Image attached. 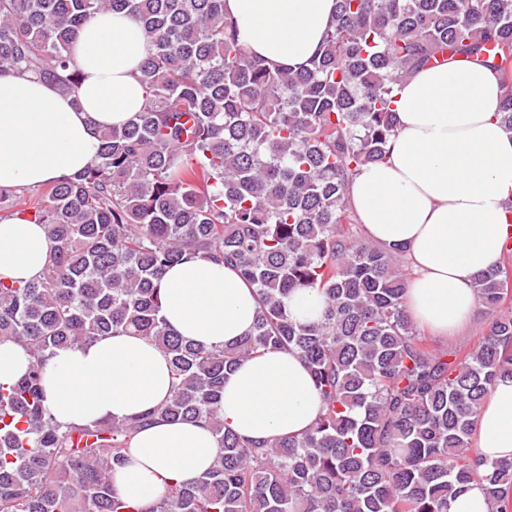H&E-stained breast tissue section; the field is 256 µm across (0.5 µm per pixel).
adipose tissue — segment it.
Masks as SVG:
<instances>
[{
  "label": "adipose tissue",
  "mask_w": 512,
  "mask_h": 512,
  "mask_svg": "<svg viewBox=\"0 0 512 512\" xmlns=\"http://www.w3.org/2000/svg\"><path fill=\"white\" fill-rule=\"evenodd\" d=\"M239 41L270 67L296 68L320 49L336 0H224ZM149 41L125 14L102 11L72 45L79 104L30 74L0 76V189L60 182L97 156L98 129L122 126L143 104L140 67ZM501 75L482 66L416 69L395 90L396 135L386 160L363 166L349 202L366 237L401 252L410 271L406 307L437 335L460 332L478 300L475 273L500 265L512 235V133L500 124ZM52 243L26 215L0 218V280L39 279ZM257 303L233 267L200 258L170 267L161 314L185 339L221 346L248 334ZM46 405L61 426L127 419L161 405L172 378L162 350L134 333L58 351L45 367ZM321 411L297 355L270 350L224 380V426L262 441L303 434ZM474 446L512 458V378L499 379L477 419ZM219 452L208 428L162 421L141 430L115 486L145 507L166 486L206 471Z\"/></svg>",
  "instance_id": "1"
}]
</instances>
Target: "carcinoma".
<instances>
[{
    "mask_svg": "<svg viewBox=\"0 0 512 512\" xmlns=\"http://www.w3.org/2000/svg\"><path fill=\"white\" fill-rule=\"evenodd\" d=\"M103 10L150 39L143 105L98 130L83 171L25 201L47 227L51 264L23 285L0 280V344L30 357L0 385V512H448L471 482L490 512H512V458L471 444L498 378L512 376L508 265L472 277L496 313L467 352L438 349L408 315L403 258L361 236L348 188L396 133L394 91L418 66L472 62L512 74V0H336L319 54L271 69L239 42L224 0H0V76L33 72L75 97L70 50ZM500 122L512 132V83ZM224 262L255 291L250 335L205 347L160 315L165 271ZM299 289L324 301L296 321ZM135 331L168 358L173 387L135 419L61 428L46 405L56 351ZM266 350L311 371L322 412L302 435L244 441L224 429V375ZM198 422L219 442L202 475L138 509L113 485L138 430ZM323 301L311 290H298L288 300V312L303 322H312L320 318Z\"/></svg>",
    "mask_w": 512,
    "mask_h": 512,
    "instance_id": "obj_1",
    "label": "carcinoma"
}]
</instances>
